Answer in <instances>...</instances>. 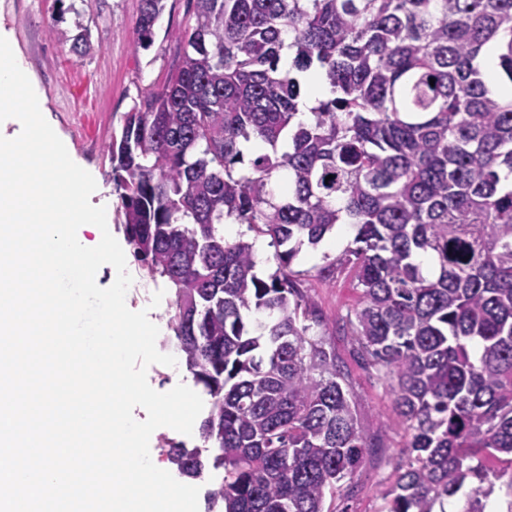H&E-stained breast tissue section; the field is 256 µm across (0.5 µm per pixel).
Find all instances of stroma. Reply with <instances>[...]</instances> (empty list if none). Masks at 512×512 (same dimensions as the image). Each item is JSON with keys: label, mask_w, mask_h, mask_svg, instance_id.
<instances>
[{"label": "stroma", "mask_w": 512, "mask_h": 512, "mask_svg": "<svg viewBox=\"0 0 512 512\" xmlns=\"http://www.w3.org/2000/svg\"><path fill=\"white\" fill-rule=\"evenodd\" d=\"M139 5L140 0H0V31L24 61L50 125L69 144L75 161L94 177L93 203L111 204L109 231L119 241L124 238L119 192L104 146L120 132L125 113L140 94L165 82L177 51L173 35L188 19L187 0H164L151 44L139 48L135 45ZM52 22L71 35L87 28L96 52L84 58L70 52L49 37ZM354 236L352 226L336 225L317 246L303 247L292 267L302 272V286L321 313L323 324L315 332L326 336L346 366L357 414L373 435L374 447L351 489L337 493L330 508L332 512H384L392 464L406 436L393 412L389 380L364 366L349 338L335 331L341 317L356 308L360 299L355 270L335 264ZM330 264L334 273L320 277V270ZM129 271L134 279L128 291L129 309H144L150 320L168 321L173 313L172 290L164 281L152 280L138 263H130ZM157 292L163 298L155 306L151 299Z\"/></svg>", "instance_id": "obj_1"}]
</instances>
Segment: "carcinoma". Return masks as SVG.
Masks as SVG:
<instances>
[{"instance_id": "cac0c4a2", "label": "carcinoma", "mask_w": 512, "mask_h": 512, "mask_svg": "<svg viewBox=\"0 0 512 512\" xmlns=\"http://www.w3.org/2000/svg\"><path fill=\"white\" fill-rule=\"evenodd\" d=\"M187 2L167 80L105 150L126 242L173 289L171 340L212 398L199 431L224 478L208 502L331 512L372 447L291 269L352 224L336 264L355 269L361 302L339 330L394 382L409 448L386 512H446L459 495L462 512H489L503 474L484 460L512 465V0ZM163 10L140 0L137 46ZM49 34L95 51L86 32ZM313 67L332 96L302 122ZM251 141L263 147L247 159ZM229 218L277 248L267 277L253 243L224 239ZM165 446L202 476L199 449Z\"/></svg>"}]
</instances>
